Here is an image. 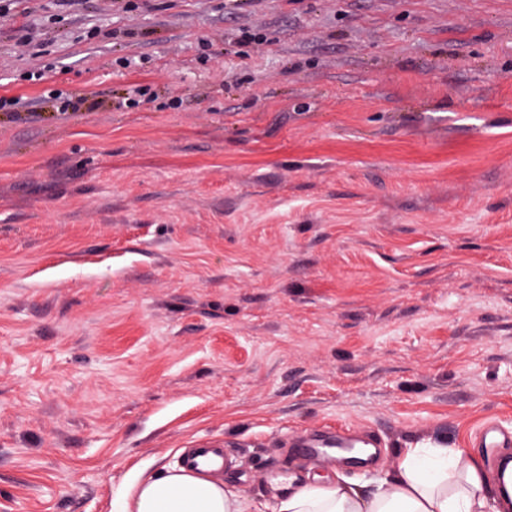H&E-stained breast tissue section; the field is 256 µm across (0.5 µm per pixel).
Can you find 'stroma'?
<instances>
[{
    "mask_svg": "<svg viewBox=\"0 0 512 512\" xmlns=\"http://www.w3.org/2000/svg\"><path fill=\"white\" fill-rule=\"evenodd\" d=\"M0 98V512L512 431V0H0ZM358 445H360V448H376L374 442L364 437L324 432H305L290 440V446L294 447L302 457L323 466H335L342 459V455L338 454L336 448L355 450ZM226 459L224 441L206 439L190 448L182 459L184 467L195 472L220 471Z\"/></svg>",
    "mask_w": 512,
    "mask_h": 512,
    "instance_id": "obj_1",
    "label": "stroma"
}]
</instances>
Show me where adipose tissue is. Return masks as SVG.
<instances>
[{"mask_svg": "<svg viewBox=\"0 0 512 512\" xmlns=\"http://www.w3.org/2000/svg\"><path fill=\"white\" fill-rule=\"evenodd\" d=\"M483 464L457 448H409L371 492L338 480L289 492L279 512H490ZM219 479L173 469L136 476L119 512H264Z\"/></svg>", "mask_w": 512, "mask_h": 512, "instance_id": "1", "label": "adipose tissue"}]
</instances>
